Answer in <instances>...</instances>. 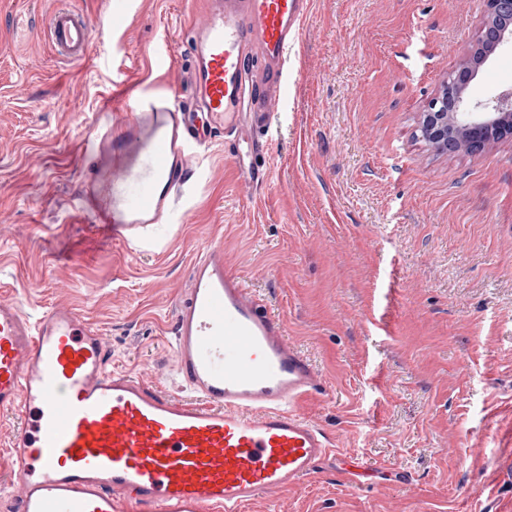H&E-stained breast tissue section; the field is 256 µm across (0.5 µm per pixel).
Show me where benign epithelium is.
Segmentation results:
<instances>
[{"mask_svg":"<svg viewBox=\"0 0 512 512\" xmlns=\"http://www.w3.org/2000/svg\"><path fill=\"white\" fill-rule=\"evenodd\" d=\"M485 3L480 27L483 39L497 47L512 44V30L501 29L496 24L498 18L512 16V0H485ZM472 79L465 58L420 112L419 131L424 141L450 152L460 148L474 153L506 135L505 119L512 116V91L471 102L465 96V89Z\"/></svg>","mask_w":512,"mask_h":512,"instance_id":"benign-epithelium-1","label":"benign epithelium"}]
</instances>
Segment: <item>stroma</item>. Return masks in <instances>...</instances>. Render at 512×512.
Listing matches in <instances>:
<instances>
[{
	"label": "stroma",
	"mask_w": 512,
	"mask_h": 512,
	"mask_svg": "<svg viewBox=\"0 0 512 512\" xmlns=\"http://www.w3.org/2000/svg\"><path fill=\"white\" fill-rule=\"evenodd\" d=\"M80 0L85 58L41 34L56 0H0V302L38 318L72 307L116 370L178 386L170 334L211 242L282 319L324 394L300 410L338 445L299 484L243 512H512V139L443 152L424 104L472 55L484 0H312L289 62L262 182L244 186L224 141L143 242L86 224L84 150L129 89L192 100L203 0ZM512 88V45L465 94Z\"/></svg>",
	"instance_id": "obj_1"
}]
</instances>
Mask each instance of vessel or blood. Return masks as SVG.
I'll list each match as a JSON object with an SVG mask.
<instances>
[{
    "label": "vessel or blood",
    "instance_id": "b4317fda",
    "mask_svg": "<svg viewBox=\"0 0 512 512\" xmlns=\"http://www.w3.org/2000/svg\"><path fill=\"white\" fill-rule=\"evenodd\" d=\"M311 0H204L189 26L192 103L133 98L88 144L84 219L142 241L169 222L216 137L260 153ZM53 51L83 59L91 23L69 0L45 22ZM182 395L110 368L72 308L33 320L0 303V412L15 413V512H242L310 476L335 450L300 404L323 390L285 326L224 247L197 255L176 312Z\"/></svg>",
    "mask_w": 512,
    "mask_h": 512
}]
</instances>
